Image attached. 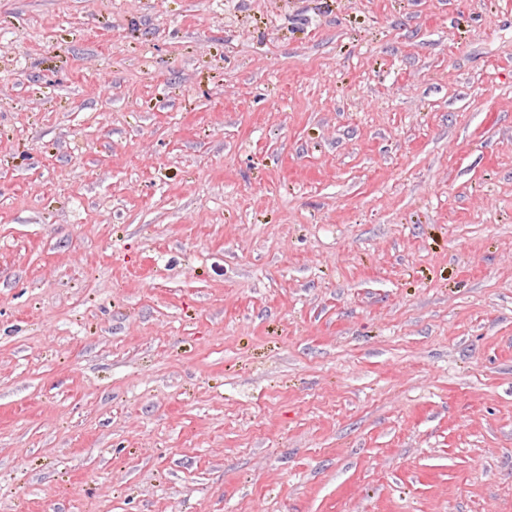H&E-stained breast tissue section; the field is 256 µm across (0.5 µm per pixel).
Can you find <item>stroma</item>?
I'll return each mask as SVG.
<instances>
[{"label": "stroma", "instance_id": "stroma-1", "mask_svg": "<svg viewBox=\"0 0 512 512\" xmlns=\"http://www.w3.org/2000/svg\"><path fill=\"white\" fill-rule=\"evenodd\" d=\"M0 512H512V0H0Z\"/></svg>", "mask_w": 512, "mask_h": 512}]
</instances>
